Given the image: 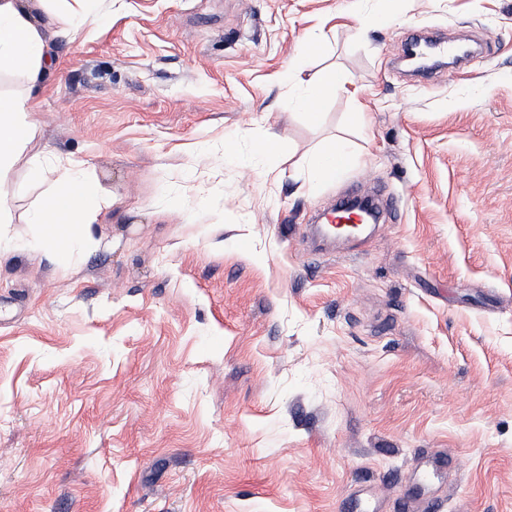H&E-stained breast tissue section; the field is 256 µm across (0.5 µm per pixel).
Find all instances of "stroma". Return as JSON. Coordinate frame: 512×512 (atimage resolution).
I'll list each match as a JSON object with an SVG mask.
<instances>
[{"instance_id":"obj_1","label":"stroma","mask_w":512,"mask_h":512,"mask_svg":"<svg viewBox=\"0 0 512 512\" xmlns=\"http://www.w3.org/2000/svg\"><path fill=\"white\" fill-rule=\"evenodd\" d=\"M59 16L40 134L0 185V512H512V0ZM426 27L488 50L409 81L392 67ZM316 31L308 74L346 89L314 124L291 62ZM339 138L350 165L309 182ZM35 158L112 197L63 268L26 221ZM377 187L393 221L316 249L310 215Z\"/></svg>"}]
</instances>
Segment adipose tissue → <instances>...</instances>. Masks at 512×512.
<instances>
[{"label":"adipose tissue","mask_w":512,"mask_h":512,"mask_svg":"<svg viewBox=\"0 0 512 512\" xmlns=\"http://www.w3.org/2000/svg\"><path fill=\"white\" fill-rule=\"evenodd\" d=\"M51 0H0V72L20 75L25 90L17 96H0V180L7 178L22 152L37 136L31 117L35 94L54 53L48 41V19L42 18L38 4ZM297 81L302 87L300 101L311 122H319L322 103L343 85L340 76L306 75L303 64H296ZM57 185L39 195L28 211L29 223L42 229L39 248L53 263L69 264L82 249L100 247L93 233L110 197L98 181L85 177L81 162L70 160L57 170Z\"/></svg>","instance_id":"adipose-tissue-1"}]
</instances>
